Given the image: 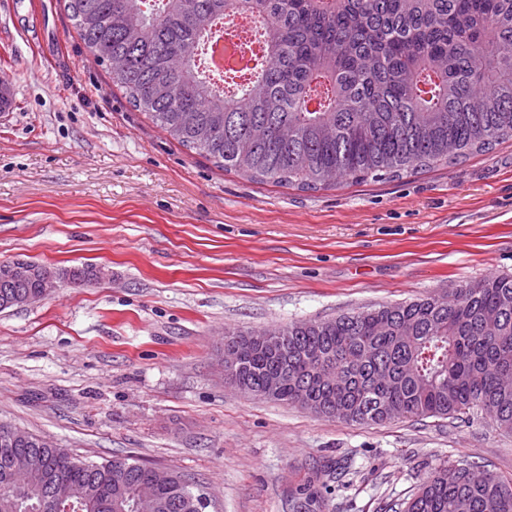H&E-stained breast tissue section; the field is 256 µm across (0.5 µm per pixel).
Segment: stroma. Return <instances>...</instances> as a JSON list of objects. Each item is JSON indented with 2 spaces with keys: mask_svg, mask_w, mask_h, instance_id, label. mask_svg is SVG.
<instances>
[{
  "mask_svg": "<svg viewBox=\"0 0 512 512\" xmlns=\"http://www.w3.org/2000/svg\"><path fill=\"white\" fill-rule=\"evenodd\" d=\"M0 263L93 267L0 312V421L80 458L130 456L205 512H396L435 466L512 477L490 420L359 425L227 385L224 335L324 320L512 275V141L396 179L300 190L179 145L113 84L61 0H0Z\"/></svg>",
  "mask_w": 512,
  "mask_h": 512,
  "instance_id": "stroma-1",
  "label": "stroma"
}]
</instances>
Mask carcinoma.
Masks as SVG:
<instances>
[{
  "label": "carcinoma",
  "mask_w": 512,
  "mask_h": 512,
  "mask_svg": "<svg viewBox=\"0 0 512 512\" xmlns=\"http://www.w3.org/2000/svg\"><path fill=\"white\" fill-rule=\"evenodd\" d=\"M85 46L137 110L225 171L302 190L339 179L398 178L450 166L512 140V0H63ZM240 15L263 30L264 57L226 88L196 63L213 25ZM42 292L12 281L4 301ZM231 334L244 392L281 381L278 400L359 425L403 417L487 418L512 434V275L443 294L270 331ZM26 454L23 479L8 466ZM104 463L0 423V512H200L199 490L169 472ZM402 512H512V478L443 462Z\"/></svg>",
  "instance_id": "1"
}]
</instances>
